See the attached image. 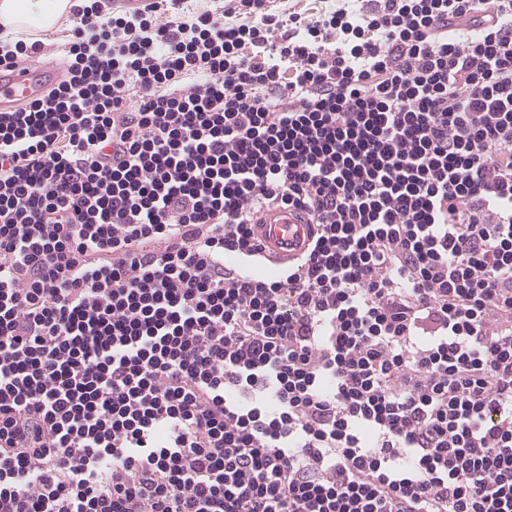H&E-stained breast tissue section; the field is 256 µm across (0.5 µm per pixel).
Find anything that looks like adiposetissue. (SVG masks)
<instances>
[{
  "label": "adipose tissue",
  "mask_w": 512,
  "mask_h": 512,
  "mask_svg": "<svg viewBox=\"0 0 512 512\" xmlns=\"http://www.w3.org/2000/svg\"><path fill=\"white\" fill-rule=\"evenodd\" d=\"M75 0H0V32L15 36L58 28Z\"/></svg>",
  "instance_id": "obj_1"
}]
</instances>
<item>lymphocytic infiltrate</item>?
Listing matches in <instances>:
<instances>
[{
	"label": "lymphocytic infiltrate",
	"mask_w": 512,
	"mask_h": 512,
	"mask_svg": "<svg viewBox=\"0 0 512 512\" xmlns=\"http://www.w3.org/2000/svg\"><path fill=\"white\" fill-rule=\"evenodd\" d=\"M211 2L0 110V512H512V0ZM274 8L280 12L297 13L302 17L312 18L323 8H354L360 5L351 0H273ZM305 216L289 208H272L254 224L256 236L266 246L273 264H285L296 257L309 241L312 225Z\"/></svg>",
	"instance_id": "1"
}]
</instances>
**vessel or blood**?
<instances>
[{"mask_svg": "<svg viewBox=\"0 0 512 512\" xmlns=\"http://www.w3.org/2000/svg\"><path fill=\"white\" fill-rule=\"evenodd\" d=\"M53 72L36 65L0 67V109L40 96L54 80ZM312 226L307 218L289 208L265 212L254 231L267 250L271 263L285 264L303 251Z\"/></svg>", "mask_w": 512, "mask_h": 512, "instance_id": "vessel-or-blood-1", "label": "vessel or blood"}]
</instances>
